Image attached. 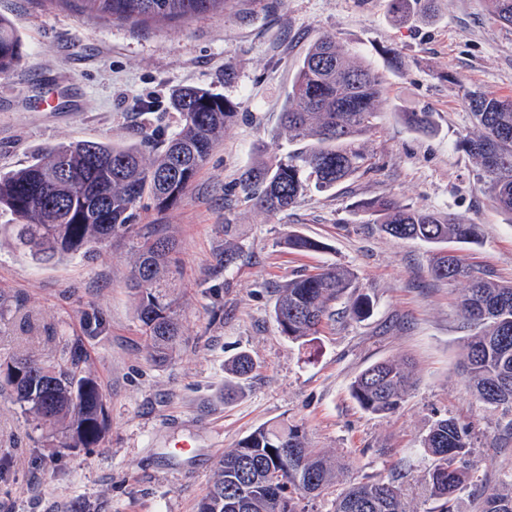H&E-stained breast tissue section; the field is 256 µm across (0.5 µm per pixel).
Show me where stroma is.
I'll use <instances>...</instances> for the list:
<instances>
[{
	"label": "stroma",
	"instance_id": "stroma-1",
	"mask_svg": "<svg viewBox=\"0 0 512 512\" xmlns=\"http://www.w3.org/2000/svg\"><path fill=\"white\" fill-rule=\"evenodd\" d=\"M0 14L26 42L21 66L0 76V171L60 144L170 137L180 126L172 97L184 87L222 94L238 112L186 194L140 217L175 239L181 258L184 342L169 361L152 360L141 334L129 239L45 265L0 234V352L55 354L80 339L108 414L97 443L51 448L0 395V512H197L225 451L276 423L300 426L339 466L335 488L310 499L308 512H333L338 490L397 469L410 512H434L422 440L445 416L468 427L475 462L455 509L477 512L484 489L512 472L503 432L512 412L469 393L461 285L432 276L430 246L388 235L356 203L384 196L480 225V244L452 251L490 279L512 282V215L460 146L478 131L466 91L512 97V27L496 22L484 0H448L430 21L394 20L388 0H226L220 12L147 26L45 0H0ZM328 35L385 78L378 127L362 141L373 167L286 212H262L245 199L241 176L287 148L279 115L295 65ZM403 112L430 113L434 133L410 130ZM228 222L242 256L227 269ZM291 234L324 247L292 251ZM332 265L357 275L369 311L288 340L274 317L282 286ZM241 352L256 370L228 400L224 365ZM398 358L413 363L414 388L393 414L365 411L351 394L355 377ZM187 437L198 456H168V443Z\"/></svg>",
	"mask_w": 512,
	"mask_h": 512
}]
</instances>
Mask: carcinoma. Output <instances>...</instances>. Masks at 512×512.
<instances>
[{"label": "carcinoma", "instance_id": "cac0c4a2", "mask_svg": "<svg viewBox=\"0 0 512 512\" xmlns=\"http://www.w3.org/2000/svg\"><path fill=\"white\" fill-rule=\"evenodd\" d=\"M80 9L103 19L146 25L181 22L216 10L228 0H77ZM446 0H390L397 18H431ZM488 12L512 27V0H484ZM25 42L16 25L0 16V76L12 74L24 58ZM384 77L355 61L332 36L314 41L297 63L281 112L282 132L298 148L259 160L242 176L253 206L266 213L288 210L305 193L325 192L369 171L360 141L376 127ZM466 102L480 133L462 147L489 178L498 207L512 214V97L478 90ZM178 131L159 146L79 141L49 147L26 165L0 172V210L14 216L8 232L32 260L49 264L63 257L90 256L123 237L150 201L158 210L174 205L191 187L235 116L234 105L218 93L187 88L176 95ZM412 129L434 131L427 112H402ZM357 207L375 216L387 234L419 240L435 249L433 275L463 282L461 317L469 331L464 367L472 396L493 408L512 411V284L484 277L464 256L444 244H478L480 225L442 216L386 197ZM288 248L314 251L320 244L290 235ZM136 251L130 289L135 312L153 360L167 361L181 343L175 296L178 259L174 245L153 224H145L132 243ZM356 277L331 266L303 274L282 288L274 314L280 332L299 341L319 334L333 305L353 294ZM237 379L254 368L239 353L225 364ZM415 384L410 363L385 360L364 370L352 383L353 397L373 414L394 412ZM29 416L36 430H48L59 448L96 441L107 422L103 396L83 366L81 345L63 346L59 356L0 354V391ZM433 458L428 492L439 512H453L470 477V432L453 417L437 419L422 439ZM336 464L310 448L299 426H262L224 454L210 491L197 512H305L303 500L325 491ZM333 512H409L401 477L358 482L336 494ZM479 512H512V478L487 490Z\"/></svg>", "mask_w": 512, "mask_h": 512}]
</instances>
